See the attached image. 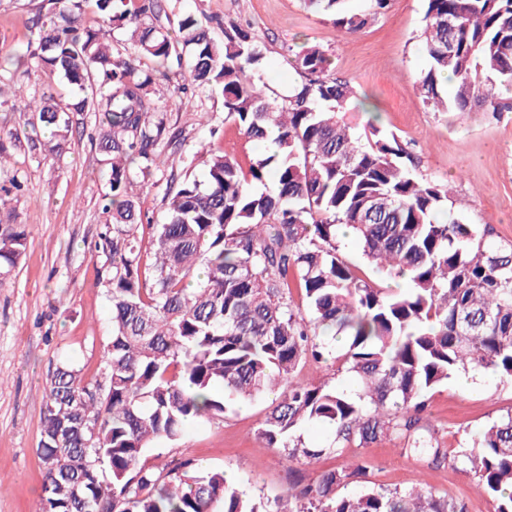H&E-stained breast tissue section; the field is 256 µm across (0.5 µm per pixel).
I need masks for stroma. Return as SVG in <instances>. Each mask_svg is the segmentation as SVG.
<instances>
[{"mask_svg":"<svg viewBox=\"0 0 512 512\" xmlns=\"http://www.w3.org/2000/svg\"><path fill=\"white\" fill-rule=\"evenodd\" d=\"M40 0H0V51L25 50L29 19ZM177 11L205 13L250 27L263 45L264 78L275 95L297 81L295 52L317 45L332 60L335 76L348 80L357 104L346 121L364 131L369 122L395 134L415 158L418 177L452 184L465 223L489 227L496 244H512V112H435L417 90L427 65L420 39L423 0H390L385 13L360 34L347 37L331 15L308 10L303 0H173ZM188 70L171 73L152 98L157 111L182 129L185 145L170 154L154 185L134 181L131 193L153 223L165 220L162 196L170 172H181L200 144L216 139L227 155L248 162L257 150L226 121L220 92L182 93ZM0 185L24 184L7 201L25 225L27 246L17 265L0 270V512H38L43 488L39 455L49 377L62 364L81 368L85 380L102 377V353L112 326V307L100 281L103 260L93 251L101 230L100 202L110 191V170L88 138H72L57 165L40 164L10 150ZM294 383L324 382L348 394L359 387L334 361L307 362ZM271 397L230 405L223 420L193 421L176 444L148 452L151 463L189 456L223 470L233 484L262 499H287L294 473L312 481L343 466L325 455L287 462L279 449L257 436ZM512 411V381L484 378L480 388L461 390L457 380L430 395L423 425L442 447L455 450L476 440L484 427ZM369 487L408 490L424 484L462 501L466 512H490L489 497L469 468L448 463L430 469L407 457L396 440L361 451Z\"/></svg>","mask_w":512,"mask_h":512,"instance_id":"obj_1","label":"stroma"}]
</instances>
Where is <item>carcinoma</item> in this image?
I'll list each match as a JSON object with an SVG mask.
<instances>
[{
	"label": "carcinoma",
	"instance_id": "obj_1",
	"mask_svg": "<svg viewBox=\"0 0 512 512\" xmlns=\"http://www.w3.org/2000/svg\"><path fill=\"white\" fill-rule=\"evenodd\" d=\"M166 2L41 0L28 54L7 57L15 85L30 59L82 93L63 103L49 87L23 103L28 118L10 138L35 158L59 160L92 112L88 139L110 165L94 244L112 305L105 382H87L71 365L50 378L41 512H466L427 488L342 492L363 481L359 461L291 487L295 507L286 510L194 459L148 464L150 448L177 441L186 423L220 419L231 403L278 389L258 438L288 461L343 457L391 437L429 468L469 466L493 512H512V412L452 456L421 425L426 397L461 372L512 380V245L464 223L449 185L418 178L396 135L372 123L361 135L345 123L355 92L331 73L326 51L295 53L301 81L272 100L255 79L264 52L250 28L228 23L216 39L212 18L176 14L165 29ZM346 2L304 0L347 36L389 0L356 10ZM424 6L423 102L436 112H511L512 0ZM107 21L129 33L131 48L114 42ZM187 56L196 87L220 90L226 118L274 149L245 167L204 144L190 159L202 162L204 178L170 174L166 220L145 224L128 186L160 170L159 145L184 140L156 111L150 87ZM343 226L377 273L406 276L410 287L358 276L340 254ZM26 244L23 225L0 215V267H15ZM339 336L338 361L362 392L293 384L299 364L327 360ZM312 423L329 429L328 447L304 442L300 430Z\"/></svg>",
	"mask_w": 512,
	"mask_h": 512
}]
</instances>
